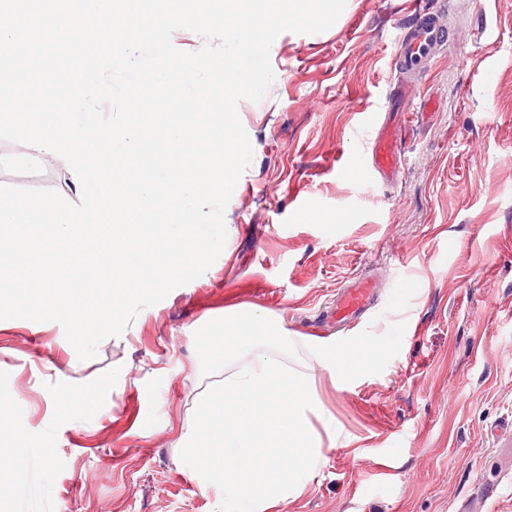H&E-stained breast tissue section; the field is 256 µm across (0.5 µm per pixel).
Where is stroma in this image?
Returning <instances> with one entry per match:
<instances>
[{
    "label": "stroma",
    "instance_id": "obj_1",
    "mask_svg": "<svg viewBox=\"0 0 512 512\" xmlns=\"http://www.w3.org/2000/svg\"><path fill=\"white\" fill-rule=\"evenodd\" d=\"M416 2L456 43L419 77L440 108L407 129L402 177L372 181L356 166L363 116L385 113ZM270 59L268 94L238 106L254 157L204 275L88 361L58 323L0 320V396L19 433L0 441L18 457L0 512H214L178 467V440L215 380L194 333L239 305L278 317L307 371L314 346L384 348L338 381L315 371L325 461L275 512H512V0H349L327 31L281 34ZM42 166L0 171V185L69 195L63 162ZM398 257L417 286L395 303ZM364 275L378 282L373 308L322 326ZM62 385L76 400L66 417L53 406Z\"/></svg>",
    "mask_w": 512,
    "mask_h": 512
}]
</instances>
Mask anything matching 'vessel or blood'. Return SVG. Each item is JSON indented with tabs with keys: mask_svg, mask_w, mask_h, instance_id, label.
<instances>
[{
	"mask_svg": "<svg viewBox=\"0 0 512 512\" xmlns=\"http://www.w3.org/2000/svg\"><path fill=\"white\" fill-rule=\"evenodd\" d=\"M453 41L449 27L437 15L418 14L410 25L407 35L398 44V50L391 60L392 68L405 81L395 88V97L408 101L409 111L404 112L403 122L384 123L372 137L371 151L363 168L365 175L379 178L382 182L397 181L406 166L405 153L401 147L405 120L424 117L434 107L433 102L422 99L420 87L408 83V76L422 70L426 59L435 57ZM375 300V288L371 280L362 278L343 289L331 312L339 323L353 322L369 311Z\"/></svg>",
	"mask_w": 512,
	"mask_h": 512,
	"instance_id": "b4317fda",
	"label": "vessel or blood"
}]
</instances>
